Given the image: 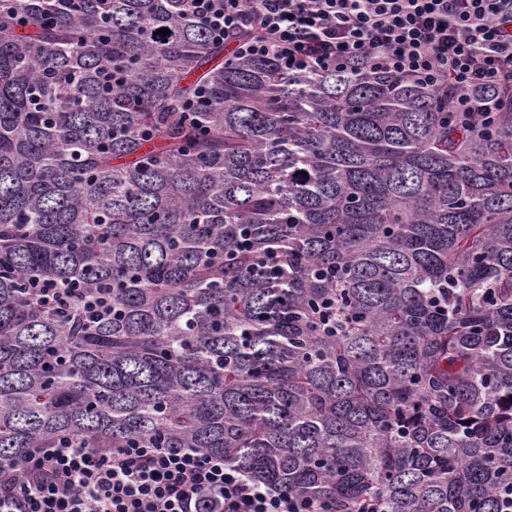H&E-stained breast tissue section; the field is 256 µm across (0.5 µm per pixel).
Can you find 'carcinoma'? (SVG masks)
<instances>
[{"label":"carcinoma","instance_id":"carcinoma-1","mask_svg":"<svg viewBox=\"0 0 512 512\" xmlns=\"http://www.w3.org/2000/svg\"><path fill=\"white\" fill-rule=\"evenodd\" d=\"M443 105L186 0H0V468L187 448L326 512H501L512 85Z\"/></svg>","mask_w":512,"mask_h":512}]
</instances>
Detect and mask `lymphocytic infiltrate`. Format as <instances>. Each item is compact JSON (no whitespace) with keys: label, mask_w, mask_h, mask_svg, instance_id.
<instances>
[{"label":"lymphocytic infiltrate","mask_w":512,"mask_h":512,"mask_svg":"<svg viewBox=\"0 0 512 512\" xmlns=\"http://www.w3.org/2000/svg\"><path fill=\"white\" fill-rule=\"evenodd\" d=\"M213 41L287 73L360 70L449 94L482 121L512 80V0H188ZM0 512H323L186 448H88L61 441L0 470Z\"/></svg>","instance_id":"lymphocytic-infiltrate-1"}]
</instances>
